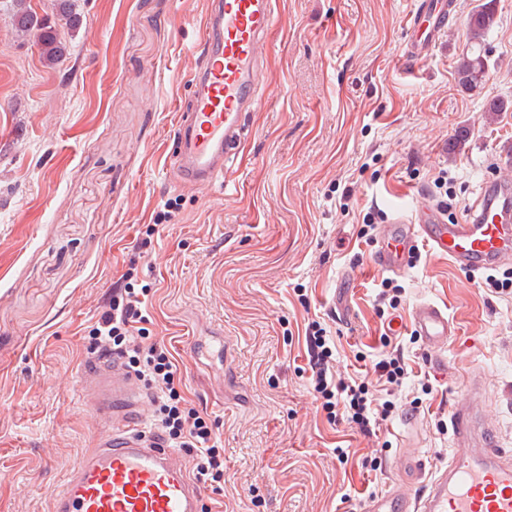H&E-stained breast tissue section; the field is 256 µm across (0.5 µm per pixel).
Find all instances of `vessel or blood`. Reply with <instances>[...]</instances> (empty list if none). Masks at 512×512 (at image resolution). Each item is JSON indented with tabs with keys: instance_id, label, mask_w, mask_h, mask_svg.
<instances>
[{
	"instance_id": "b4317fda",
	"label": "vessel or blood",
	"mask_w": 512,
	"mask_h": 512,
	"mask_svg": "<svg viewBox=\"0 0 512 512\" xmlns=\"http://www.w3.org/2000/svg\"><path fill=\"white\" fill-rule=\"evenodd\" d=\"M446 13L425 0L409 25L407 62L425 59L444 31ZM279 23L274 0H208L197 44L199 64L188 102L176 103V171L181 183L211 186L224 179L246 138L244 121L259 106V59L265 39ZM461 271L478 273L512 263V189L483 184L475 207L448 221L439 209L417 200L411 217H397L380 231L372 255L383 270L401 273L420 244ZM410 326L444 366L440 352L454 333L447 312L417 304ZM86 406L105 427L94 448L73 466L52 495L51 512H201L203 489L189 474L183 454L142 427L143 394L119 360L96 358L81 374ZM454 437L465 452L426 474L421 460L404 480H428L419 494L399 487L368 499L364 512H512V450L471 406H454Z\"/></svg>"
}]
</instances>
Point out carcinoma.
Returning a JSON list of instances; mask_svg holds the SVG:
<instances>
[{
    "mask_svg": "<svg viewBox=\"0 0 512 512\" xmlns=\"http://www.w3.org/2000/svg\"><path fill=\"white\" fill-rule=\"evenodd\" d=\"M55 17L49 21L37 17L28 0H13V25L20 37L36 38L47 64H58L66 54V44L61 32L79 27L80 19L74 9V0H54ZM495 23V12L490 4L475 6L470 13L469 28L476 48L461 55L455 67L458 85L465 90L480 86L488 68V59L483 49L485 35Z\"/></svg>",
    "mask_w": 512,
    "mask_h": 512,
    "instance_id": "cac0c4a2",
    "label": "carcinoma"
}]
</instances>
